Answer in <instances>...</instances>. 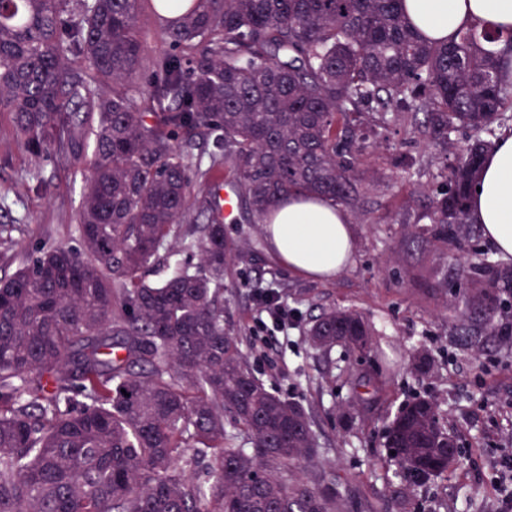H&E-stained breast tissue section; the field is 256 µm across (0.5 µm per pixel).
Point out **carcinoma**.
Listing matches in <instances>:
<instances>
[{"mask_svg": "<svg viewBox=\"0 0 512 512\" xmlns=\"http://www.w3.org/2000/svg\"><path fill=\"white\" fill-rule=\"evenodd\" d=\"M402 0H0V117L35 162L85 176L75 247L44 243L0 279V512H348L324 471L310 412L249 368L224 328L227 174L263 224L288 195L362 211L363 158L400 113L405 133L448 154L415 234L443 247L476 343L512 309V268L462 233L484 154L512 125V43L473 23L446 41L418 33ZM169 52L132 95L146 54L141 18ZM212 141L208 164L180 142ZM198 254L159 282L145 268ZM311 344L365 352L353 309L328 307ZM363 425L394 370L348 372ZM448 425L422 398L390 421L396 470L384 503L419 512L411 489L448 473Z\"/></svg>", "mask_w": 512, "mask_h": 512, "instance_id": "obj_1", "label": "carcinoma"}]
</instances>
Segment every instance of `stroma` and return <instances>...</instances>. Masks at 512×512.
I'll use <instances>...</instances> for the list:
<instances>
[{
	"label": "stroma",
	"instance_id": "stroma-1",
	"mask_svg": "<svg viewBox=\"0 0 512 512\" xmlns=\"http://www.w3.org/2000/svg\"><path fill=\"white\" fill-rule=\"evenodd\" d=\"M365 164L375 173L360 214L351 218L356 254L352 264L330 280H311L283 266L269 251L262 228L246 211L224 226L239 256L224 275V325L248 340V362L272 391L309 408L322 443L330 452L319 468L335 473L356 500L377 502L384 494L378 474L391 464L386 426L398 409L415 398L436 400L448 415V427L462 444L459 465L448 477L414 488L424 512H499L498 463L512 456V318L497 317L499 332L483 348L465 344L456 334L462 316L441 285L450 268L445 250L419 245L409 230L420 214L438 172L439 153L406 141L400 125ZM31 162L6 132H0V197L10 210V238L0 241V277L12 274L25 249L50 242L76 245L77 213L84 182L46 166L51 193L27 190ZM284 293L298 316L288 333L264 328L256 302L258 287ZM361 312L374 348L358 356L337 346L330 353L312 347L304 336L311 316L329 306ZM434 360L431 373L411 372L415 355ZM392 363L397 371L390 404L372 424L333 418L352 403L347 369L363 372Z\"/></svg>",
	"mask_w": 512,
	"mask_h": 512
}]
</instances>
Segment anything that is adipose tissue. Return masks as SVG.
Here are the masks:
<instances>
[{"label":"adipose tissue","mask_w":512,"mask_h":512,"mask_svg":"<svg viewBox=\"0 0 512 512\" xmlns=\"http://www.w3.org/2000/svg\"><path fill=\"white\" fill-rule=\"evenodd\" d=\"M410 21L427 37L445 39L477 22L512 30V0H403ZM469 219L503 262H512V136L502 137L484 158ZM263 230L269 250L289 270L330 279L355 255L349 214L331 201L301 196L278 203Z\"/></svg>","instance_id":"adipose-tissue-1"}]
</instances>
